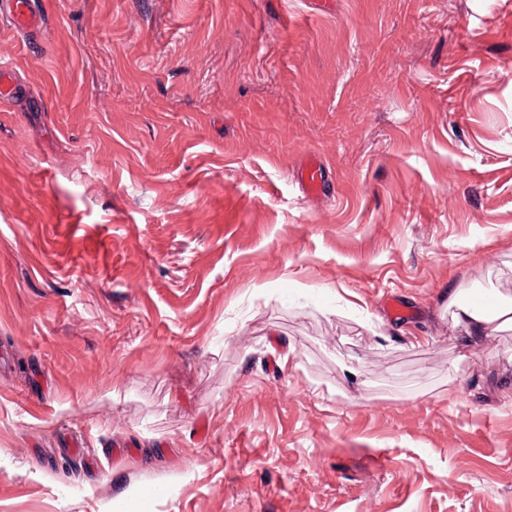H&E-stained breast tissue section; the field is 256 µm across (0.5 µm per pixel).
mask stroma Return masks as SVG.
Returning <instances> with one entry per match:
<instances>
[{
    "label": "stroma",
    "mask_w": 512,
    "mask_h": 512,
    "mask_svg": "<svg viewBox=\"0 0 512 512\" xmlns=\"http://www.w3.org/2000/svg\"><path fill=\"white\" fill-rule=\"evenodd\" d=\"M32 6L0 512H512V0ZM298 178L307 193L311 195L321 193L324 181L323 167L320 160L314 156L307 158L298 171ZM450 305L457 306L456 318L463 326L466 336L484 338L491 336L497 325H512V301L496 302L491 311L469 304H459L455 295L448 296ZM496 323H498L496 325Z\"/></svg>",
    "instance_id": "35a3bbf8"
}]
</instances>
